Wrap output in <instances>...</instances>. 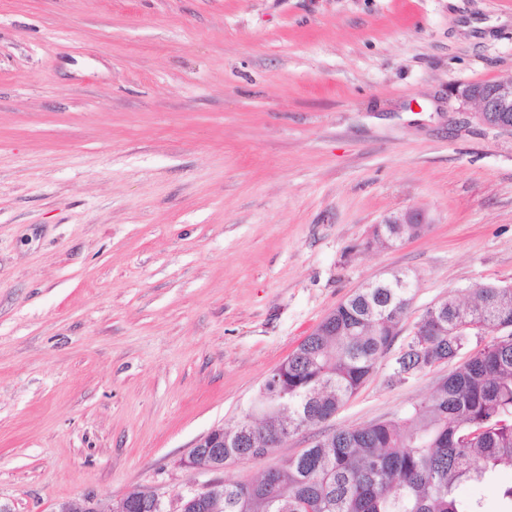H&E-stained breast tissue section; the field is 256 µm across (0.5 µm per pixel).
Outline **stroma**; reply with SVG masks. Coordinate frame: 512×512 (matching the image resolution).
Segmentation results:
<instances>
[{
  "label": "stroma",
  "mask_w": 512,
  "mask_h": 512,
  "mask_svg": "<svg viewBox=\"0 0 512 512\" xmlns=\"http://www.w3.org/2000/svg\"><path fill=\"white\" fill-rule=\"evenodd\" d=\"M512 0H0V505L257 480L430 397L390 385L425 310L512 285ZM426 212L417 238L373 227ZM416 278L319 426L215 473L194 444L364 282ZM462 98L476 106L477 120L488 127L512 133V120L508 123L507 113L512 116V77L490 82L489 85L472 83L460 92ZM425 224H428L426 214L420 211L393 214L375 225L373 239L382 246H394L420 236Z\"/></svg>",
  "instance_id": "35a3bbf8"
}]
</instances>
